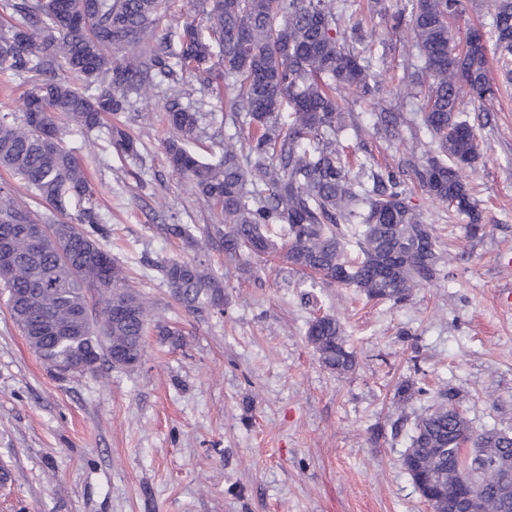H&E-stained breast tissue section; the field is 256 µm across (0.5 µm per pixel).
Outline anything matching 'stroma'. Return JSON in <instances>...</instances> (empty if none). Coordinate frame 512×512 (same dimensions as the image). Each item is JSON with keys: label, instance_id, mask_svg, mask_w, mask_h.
Masks as SVG:
<instances>
[{"label": "stroma", "instance_id": "stroma-1", "mask_svg": "<svg viewBox=\"0 0 512 512\" xmlns=\"http://www.w3.org/2000/svg\"><path fill=\"white\" fill-rule=\"evenodd\" d=\"M406 3L383 0L385 13L364 20L392 47L389 89L409 38L391 15ZM168 94L163 82L151 102L131 96L98 129L63 127L96 189L95 238L154 311L135 369L61 374L32 349L0 287V512H432L402 464L431 394L455 389L475 431L512 433V308L498 304L512 289V269L498 261L512 252V83L501 84L490 124L475 127L484 155L467 180L483 236L468 238L464 220L414 190L447 275L400 304L326 285L276 254L230 263L221 242L199 250L169 236L167 225L183 224L203 238L216 215L168 166ZM182 103L204 114L189 150L217 160L224 95ZM116 123L138 140L139 157L110 147ZM171 260L223 277V312L178 304L160 271ZM325 314L343 326L353 373L324 368L306 339L308 322ZM404 378L429 394L401 414L393 396Z\"/></svg>", "mask_w": 512, "mask_h": 512}]
</instances>
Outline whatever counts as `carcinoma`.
<instances>
[{"label": "carcinoma", "mask_w": 512, "mask_h": 512, "mask_svg": "<svg viewBox=\"0 0 512 512\" xmlns=\"http://www.w3.org/2000/svg\"><path fill=\"white\" fill-rule=\"evenodd\" d=\"M474 2L410 0L411 50L374 123V135L390 146L398 127L409 126L408 153L397 166L365 161L354 171L339 138L350 118L342 94L368 100L385 92L383 56L361 38L355 0H194L192 20L162 34L158 0H0L1 13L19 17L0 24V70L32 84L21 122L0 113V166L51 212L1 185L0 226L68 228L38 249L18 233L11 243L17 264L3 282L9 294L24 297L19 314L30 346L52 367L92 351L100 363L125 355L123 369L141 362L151 305L90 231L99 223L93 191L63 143L61 124L91 132L103 115L124 111L129 94L148 99L165 79L174 92L167 160L217 213L205 236L222 240L228 261L279 253L327 285L354 286L395 304L439 278L445 258L433 226L411 204L404 176L466 217L468 237L484 231L460 170L483 156L469 112L495 111L488 41L512 80V0H492L488 34L461 28ZM61 68L64 77L56 75ZM219 68L224 124L236 133L224 138L219 160L206 162L187 149L201 133L202 115L179 97L194 81L201 92L211 89ZM414 101L418 124L403 112ZM110 143L120 155H138L137 140L120 127L112 128ZM161 271L187 310H223L224 280L205 263L173 260ZM306 338L325 368L354 370L336 317L312 319ZM427 394L406 378L394 405L403 412ZM466 440L477 455L462 453ZM403 465L437 512H512V434L474 432L449 390L416 416Z\"/></svg>", "instance_id": "1"}]
</instances>
